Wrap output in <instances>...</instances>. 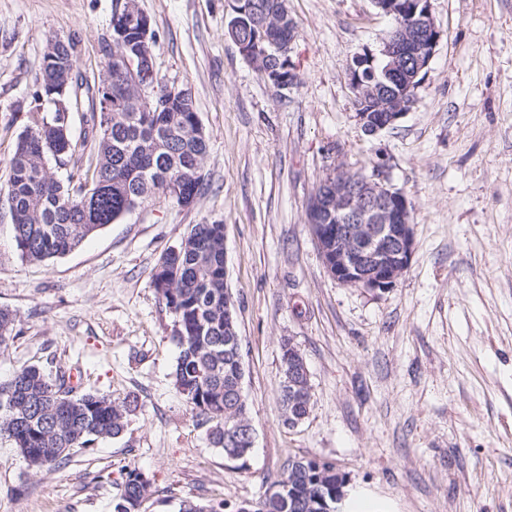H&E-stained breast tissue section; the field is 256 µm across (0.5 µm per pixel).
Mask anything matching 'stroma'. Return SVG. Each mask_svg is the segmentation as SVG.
<instances>
[{"label": "stroma", "instance_id": "stroma-1", "mask_svg": "<svg viewBox=\"0 0 512 512\" xmlns=\"http://www.w3.org/2000/svg\"><path fill=\"white\" fill-rule=\"evenodd\" d=\"M158 78L190 88L208 152L191 206L157 196L72 252L23 258L3 189L47 40L79 39L75 70L105 75L117 0H0V308L15 325L0 380L27 365L80 371L138 408L121 440L30 470L0 439V512H112L127 467L151 480L141 512L193 500L248 512L292 459H316L382 512H512V0H431L443 31L415 103L365 135L346 68L392 27L371 0H288L299 83L277 92L226 34L225 0H136ZM384 164L413 207L396 285L325 271L306 206L337 163ZM194 224L224 227L255 444L231 461L174 387L173 316L152 273ZM311 401L284 422V343Z\"/></svg>", "mask_w": 512, "mask_h": 512}]
</instances>
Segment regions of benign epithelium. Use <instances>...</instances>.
Returning <instances> with one entry per match:
<instances>
[{
    "instance_id": "1",
    "label": "benign epithelium",
    "mask_w": 512,
    "mask_h": 512,
    "mask_svg": "<svg viewBox=\"0 0 512 512\" xmlns=\"http://www.w3.org/2000/svg\"><path fill=\"white\" fill-rule=\"evenodd\" d=\"M381 13L401 17L412 15L417 23L396 28L377 51L353 57L348 68L354 97L375 104L374 111L359 110L355 119L362 130L374 135L395 126L410 111L411 93L420 83L439 45L442 32L430 10V0H372ZM387 61L386 77L406 68L408 91L390 99L381 96L376 56ZM126 63L144 74L154 73L153 56L131 51ZM336 212L335 232L321 227L313 233L323 264L339 284L368 291H385L395 285L408 269L414 248V228L407 197L391 184L384 165L370 175H355L339 163L323 180L307 208V223L315 215Z\"/></svg>"
}]
</instances>
